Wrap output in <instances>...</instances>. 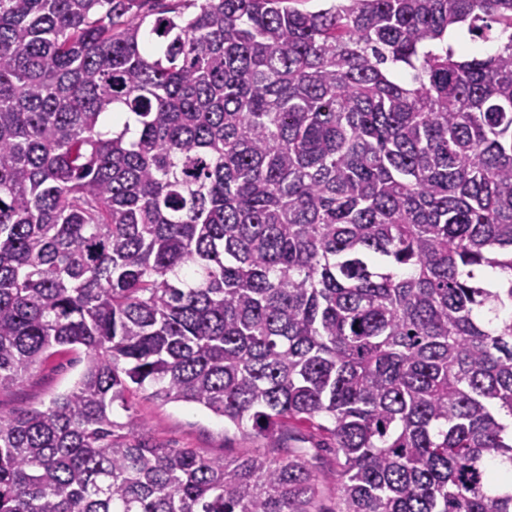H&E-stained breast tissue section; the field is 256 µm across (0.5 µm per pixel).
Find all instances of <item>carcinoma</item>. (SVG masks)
I'll return each instance as SVG.
<instances>
[{
	"label": "carcinoma",
	"mask_w": 512,
	"mask_h": 512,
	"mask_svg": "<svg viewBox=\"0 0 512 512\" xmlns=\"http://www.w3.org/2000/svg\"><path fill=\"white\" fill-rule=\"evenodd\" d=\"M147 2L0 0V512H512V0ZM85 364V349L81 346L53 354L28 373L19 387L0 391V412L45 408L52 398L72 388ZM133 412L143 421L149 434L167 448H195L215 457H237L264 448L263 441L234 427L224 428V418L199 406L138 399Z\"/></svg>",
	"instance_id": "cac0c4a2"
}]
</instances>
